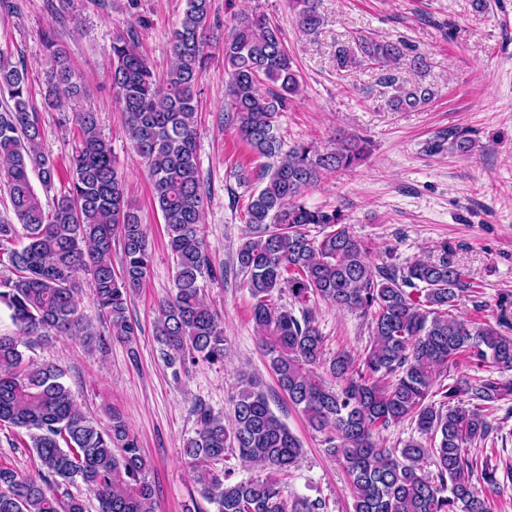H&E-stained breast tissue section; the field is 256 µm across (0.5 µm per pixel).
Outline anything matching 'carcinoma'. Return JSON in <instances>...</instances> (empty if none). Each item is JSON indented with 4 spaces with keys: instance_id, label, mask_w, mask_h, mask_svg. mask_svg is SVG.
<instances>
[{
    "instance_id": "cac0c4a2",
    "label": "carcinoma",
    "mask_w": 512,
    "mask_h": 512,
    "mask_svg": "<svg viewBox=\"0 0 512 512\" xmlns=\"http://www.w3.org/2000/svg\"><path fill=\"white\" fill-rule=\"evenodd\" d=\"M296 26L315 35L325 23L320 0H289ZM211 0H186L172 33L173 63L157 80L139 52L132 30L112 41V90L125 117V133L147 168L174 266V293L159 304L157 334L167 364H224V317L206 298V281L224 280L203 235L207 197L197 154L196 88L209 63ZM47 108L78 130L68 192L43 202L30 175L45 190L57 175L41 146L39 113L30 106L26 69L0 52V177L16 221L0 220V307L10 312L19 336H0V424L23 428L38 460V477L0 464V512H87L85 500L61 486L81 481L99 512H155L148 463L127 421L112 412L103 426L88 418L55 363L24 357L31 338L88 333L80 314L78 273L91 277L93 301L105 320L102 347L129 343L138 325L128 303L151 276L147 227L126 199L112 143L66 48L50 33ZM402 40L357 38L336 50L340 69L369 62L378 82L391 89L387 106L415 112L431 102L434 88L406 84L394 73L403 58L417 73L426 57L408 56ZM224 126L234 128L257 158L268 163L235 173L250 189L244 221L254 236L236 252V266L253 300L251 317L281 392L323 435L325 452L347 473L354 512H491L479 490L499 486L497 470L469 456L489 439L487 411L512 401V381L494 373L512 370V302L499 303L496 319H465L457 302L480 284L464 273L444 242L437 256L403 264L370 260L371 247L347 224L344 211L310 208L304 194L339 171L360 165L368 142L340 136L333 147L297 142L283 150L277 118L300 92L299 72L278 26L263 13H238L224 37ZM461 156L475 154L476 139L450 130L430 142ZM319 229L320 236L310 234ZM122 247L112 263V241ZM300 315L281 304L283 295ZM323 300L370 320L363 352L323 363L325 337L310 303ZM489 368V375L455 378L460 360ZM441 395V401L433 395ZM425 440L383 448L379 435L404 420ZM198 428L186 440L190 479L217 512H319L322 502L288 493L284 476L302 455L298 439L270 408L251 379H241L233 419L204 406ZM232 455L258 474L237 479L216 465ZM432 458L434 476L420 462Z\"/></svg>"
}]
</instances>
